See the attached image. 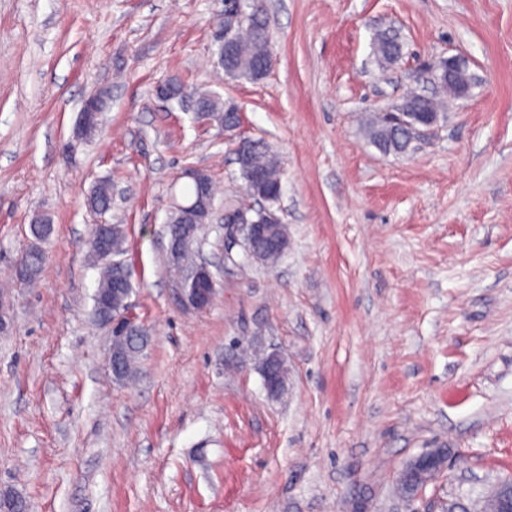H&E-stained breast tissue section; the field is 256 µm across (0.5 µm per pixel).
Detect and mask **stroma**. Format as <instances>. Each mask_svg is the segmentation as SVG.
Wrapping results in <instances>:
<instances>
[{"label":"stroma","instance_id":"obj_1","mask_svg":"<svg viewBox=\"0 0 512 512\" xmlns=\"http://www.w3.org/2000/svg\"><path fill=\"white\" fill-rule=\"evenodd\" d=\"M273 64L228 78L224 0H0V499L27 512H441L512 477V0H263ZM390 29L402 57L371 61ZM452 55L473 77L405 156L363 130ZM237 106L235 134L159 101L170 78ZM102 130L77 139L86 98ZM280 161L274 266L224 249L235 149ZM218 193L201 255L209 307L175 299L166 220L183 173ZM112 184V209L84 196ZM53 232L16 278L35 216ZM123 225L129 318L150 340L115 382L92 315V225ZM277 351L269 396L233 341ZM429 448L456 452L420 498L395 492ZM44 258V252L37 244H33L29 247L27 249V255L26 252H24L19 260L18 268L22 267L26 263V259L28 266L26 275L20 280L27 284L34 283L41 274L44 265Z\"/></svg>","mask_w":512,"mask_h":512}]
</instances>
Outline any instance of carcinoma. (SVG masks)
Returning <instances> with one entry per match:
<instances>
[{"mask_svg":"<svg viewBox=\"0 0 512 512\" xmlns=\"http://www.w3.org/2000/svg\"><path fill=\"white\" fill-rule=\"evenodd\" d=\"M269 31L263 8L247 22L238 35V43L232 56L224 59V73L234 79L256 81L266 75V58ZM373 54L382 64H391L398 60L401 52L397 36L389 32L376 35ZM169 98L178 104L185 102L196 110L213 112L216 118L224 119V124L239 123L236 112L224 111V101L217 95L198 89H190L179 79L165 82ZM406 105V118L416 121L418 112H436L438 103L434 99L424 98L416 92L408 93L402 100ZM366 134L369 141L385 154H404L411 146L408 128L404 123L393 124L383 114L366 123ZM264 172L271 185L281 181V169L277 157L261 140L251 141L250 152L246 162L239 165L240 179L245 193L253 197L251 189V172ZM86 206L99 213H106L112 208V187L106 181L96 183L85 198ZM202 225L187 224L181 210L172 211L166 226L169 237L198 239ZM125 232L120 224L105 223L93 225L88 239L91 248L90 256L100 266V277L93 295V308L96 319L100 322L110 318L112 313L124 307L126 290L133 288V274L128 265L119 260L124 253ZM288 249V232L285 225H274L272 236L259 238L254 242V251L261 262L268 265L276 264ZM44 252L34 244L27 249V273L23 282L34 283L41 274L44 265ZM149 337L146 333H131L120 336L113 342V353L116 359L112 364V377L117 382H124L133 376L136 359L147 345Z\"/></svg>","mask_w":512,"mask_h":512,"instance_id":"carcinoma-1","label":"carcinoma"}]
</instances>
